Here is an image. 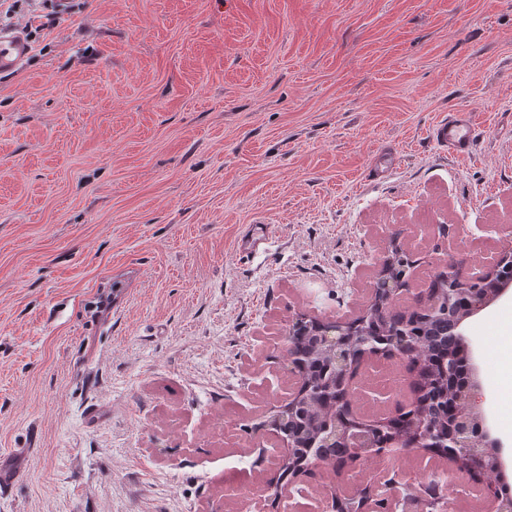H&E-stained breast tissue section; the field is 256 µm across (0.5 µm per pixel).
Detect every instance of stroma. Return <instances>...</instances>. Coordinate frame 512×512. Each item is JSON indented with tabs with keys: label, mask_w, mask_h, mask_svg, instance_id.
I'll list each match as a JSON object with an SVG mask.
<instances>
[{
	"label": "stroma",
	"mask_w": 512,
	"mask_h": 512,
	"mask_svg": "<svg viewBox=\"0 0 512 512\" xmlns=\"http://www.w3.org/2000/svg\"><path fill=\"white\" fill-rule=\"evenodd\" d=\"M459 108L468 161L427 136ZM509 226L512 0H86L0 75V512H255L294 316L351 315L392 241L467 274ZM511 317L464 322L510 486Z\"/></svg>",
	"instance_id": "1"
}]
</instances>
